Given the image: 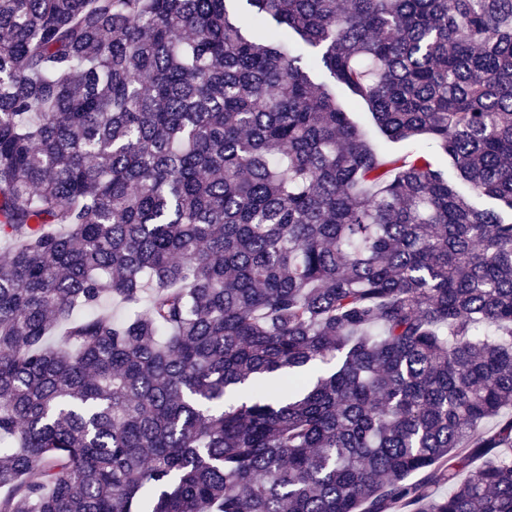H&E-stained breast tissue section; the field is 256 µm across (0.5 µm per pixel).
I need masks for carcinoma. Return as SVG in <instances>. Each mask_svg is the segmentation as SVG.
Wrapping results in <instances>:
<instances>
[{
	"mask_svg": "<svg viewBox=\"0 0 512 512\" xmlns=\"http://www.w3.org/2000/svg\"><path fill=\"white\" fill-rule=\"evenodd\" d=\"M231 2L0 0V512H512V0Z\"/></svg>",
	"mask_w": 512,
	"mask_h": 512,
	"instance_id": "obj_1",
	"label": "carcinoma"
}]
</instances>
